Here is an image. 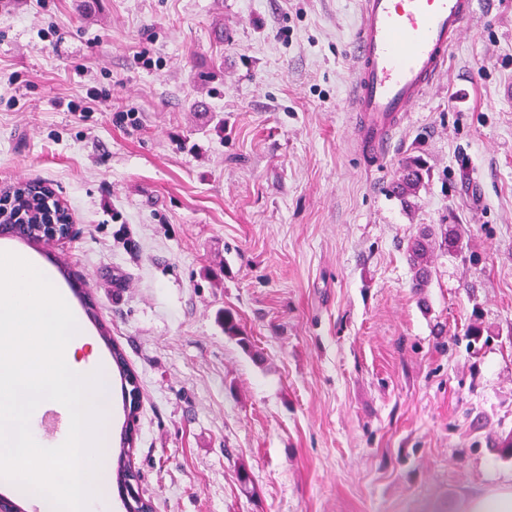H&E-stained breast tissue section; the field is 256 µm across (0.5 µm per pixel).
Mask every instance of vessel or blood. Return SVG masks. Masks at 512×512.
Listing matches in <instances>:
<instances>
[{
  "label": "vessel or blood",
  "instance_id": "obj_1",
  "mask_svg": "<svg viewBox=\"0 0 512 512\" xmlns=\"http://www.w3.org/2000/svg\"><path fill=\"white\" fill-rule=\"evenodd\" d=\"M359 12L349 103L360 147L380 161L394 130L444 70L474 0H360Z\"/></svg>",
  "mask_w": 512,
  "mask_h": 512
}]
</instances>
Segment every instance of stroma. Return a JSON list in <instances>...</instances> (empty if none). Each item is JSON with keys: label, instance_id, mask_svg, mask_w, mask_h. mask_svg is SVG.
<instances>
[{"label": "stroma", "instance_id": "35a3bbf8", "mask_svg": "<svg viewBox=\"0 0 512 512\" xmlns=\"http://www.w3.org/2000/svg\"><path fill=\"white\" fill-rule=\"evenodd\" d=\"M359 23V0H0V188L72 215L56 250L137 377L154 512H465L512 476V0H477L380 164L348 107ZM409 155L411 211L387 192ZM445 223L485 262L437 256L418 297L406 241ZM476 307L480 353L439 347Z\"/></svg>", "mask_w": 512, "mask_h": 512}]
</instances>
